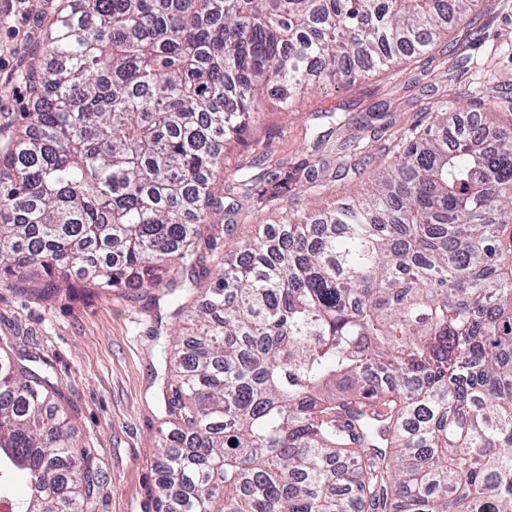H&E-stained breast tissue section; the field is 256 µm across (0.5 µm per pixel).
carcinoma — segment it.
I'll return each mask as SVG.
<instances>
[{
  "instance_id": "cac0c4a2",
  "label": "carcinoma",
  "mask_w": 512,
  "mask_h": 512,
  "mask_svg": "<svg viewBox=\"0 0 512 512\" xmlns=\"http://www.w3.org/2000/svg\"><path fill=\"white\" fill-rule=\"evenodd\" d=\"M478 0H60L32 111L0 149V270L51 302L158 291L153 512H512V125L450 107L391 134L372 188L218 246L224 143L339 79L432 50ZM224 180L263 210L321 193L309 160ZM46 368L0 355V496L92 512L105 476Z\"/></svg>"
}]
</instances>
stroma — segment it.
I'll list each match as a JSON object with an SVG mask.
<instances>
[{"label":"stroma","mask_w":512,"mask_h":512,"mask_svg":"<svg viewBox=\"0 0 512 512\" xmlns=\"http://www.w3.org/2000/svg\"><path fill=\"white\" fill-rule=\"evenodd\" d=\"M59 0H0V141L22 128L32 101L24 74L44 57L45 33ZM481 91L497 104L496 125L512 123V0H482L468 23L449 29L432 53L403 61L394 74H369L306 96L297 111L267 105L224 153L226 167L248 165L260 151L288 163L308 155L335 180L332 192L305 193L306 207L368 192L374 160L389 131L425 122L428 103ZM330 141L317 143L318 133ZM368 146L357 172L336 178L338 147ZM166 300L135 301L124 289L77 290L47 302L22 293L0 272V344L21 359L48 364L76 419V438L107 475L93 512H149L157 450L170 431L156 347L177 327Z\"/></svg>","instance_id":"obj_1"}]
</instances>
